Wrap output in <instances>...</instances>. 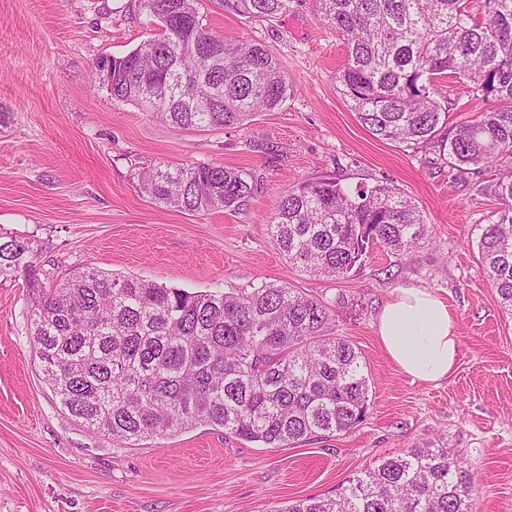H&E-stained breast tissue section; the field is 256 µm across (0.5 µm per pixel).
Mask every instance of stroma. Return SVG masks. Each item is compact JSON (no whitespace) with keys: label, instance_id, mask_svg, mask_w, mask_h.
Returning a JSON list of instances; mask_svg holds the SVG:
<instances>
[{"label":"stroma","instance_id":"35a3bbf8","mask_svg":"<svg viewBox=\"0 0 512 512\" xmlns=\"http://www.w3.org/2000/svg\"><path fill=\"white\" fill-rule=\"evenodd\" d=\"M233 0H198L207 26L262 44L295 93L243 127L182 130L93 78L148 30L130 0H0V234L31 239L55 279L94 267L192 292L279 281L336 306L332 333L362 352L370 409L349 433L267 448L208 425L128 448L84 427L46 384L29 335L24 276H0V512H275L329 496L378 458L447 437L478 473L475 512H512V316L478 261L482 227L500 209L483 190L500 167L460 175L439 144L374 138L336 85L343 38L311 0L248 18ZM202 162L254 174L243 209L162 208L138 175ZM317 176L350 189L387 184L423 212L428 237L408 254L373 248L348 277L300 271L266 226L274 200ZM399 288L434 292L461 336L438 383L411 381L386 356L380 312Z\"/></svg>","mask_w":512,"mask_h":512}]
</instances>
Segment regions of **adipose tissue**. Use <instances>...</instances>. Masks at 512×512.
Wrapping results in <instances>:
<instances>
[{"label":"adipose tissue","instance_id":"obj_1","mask_svg":"<svg viewBox=\"0 0 512 512\" xmlns=\"http://www.w3.org/2000/svg\"><path fill=\"white\" fill-rule=\"evenodd\" d=\"M377 335L391 361L415 382L447 378L459 359L460 336L448 305L426 289H397L379 315Z\"/></svg>","mask_w":512,"mask_h":512}]
</instances>
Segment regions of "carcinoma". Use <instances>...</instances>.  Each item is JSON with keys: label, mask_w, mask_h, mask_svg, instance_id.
Instances as JSON below:
<instances>
[{"label": "carcinoma", "mask_w": 512, "mask_h": 512, "mask_svg": "<svg viewBox=\"0 0 512 512\" xmlns=\"http://www.w3.org/2000/svg\"><path fill=\"white\" fill-rule=\"evenodd\" d=\"M150 37L95 62L96 81L182 129L243 126L294 92L265 47L228 40L203 23L197 0H133ZM290 0H235L273 18ZM343 37L336 82L357 120L383 141L433 142L453 103L436 85L457 77L474 119L448 134V164L481 172L512 159V0H312ZM478 5L485 20L473 15ZM494 98L500 107L482 110ZM153 203L187 212L236 211L257 179L221 164H163L139 173ZM503 207L478 241L482 273L512 315V172L484 186ZM292 265L347 277L379 245L402 255L427 236L423 213L397 189L352 192L313 178L278 197L267 224ZM32 243L0 240V275L27 277L30 336L45 382L85 427L127 447L197 425L284 448L348 433L369 409L362 352L330 336L329 304L288 283L188 292L89 268L52 286L35 272ZM476 473L448 441L403 448L344 481L335 495L273 512H474Z\"/></svg>", "instance_id": "1"}]
</instances>
